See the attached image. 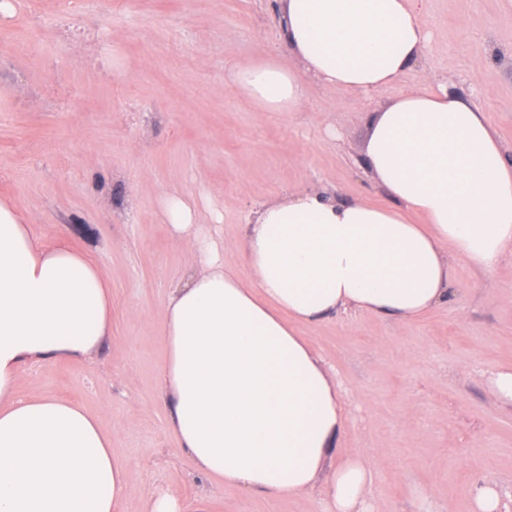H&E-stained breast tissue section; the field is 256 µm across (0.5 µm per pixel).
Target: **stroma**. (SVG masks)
<instances>
[{"label": "stroma", "mask_w": 512, "mask_h": 512, "mask_svg": "<svg viewBox=\"0 0 512 512\" xmlns=\"http://www.w3.org/2000/svg\"><path fill=\"white\" fill-rule=\"evenodd\" d=\"M12 0L0 13V199L47 242L62 238L112 285V334L82 360L26 369L18 392L82 404L129 468L126 512L174 493L183 512H319L315 495L212 487L167 429L161 308L189 247L160 208L176 189L224 214V260L241 226L299 187L386 199L362 154L374 109L447 82L485 111L512 158V0H425L433 38L393 85L364 97L306 76L298 112H259L225 69L277 55V0ZM447 304L413 322L368 312L301 326L349 392L337 455H369L378 512H471L495 483L512 507V410L487 380L512 365V260L489 274L451 262Z\"/></svg>", "instance_id": "1"}]
</instances>
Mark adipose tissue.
Wrapping results in <instances>:
<instances>
[{"instance_id": "ef3b65f1", "label": "adipose tissue", "mask_w": 512, "mask_h": 512, "mask_svg": "<svg viewBox=\"0 0 512 512\" xmlns=\"http://www.w3.org/2000/svg\"><path fill=\"white\" fill-rule=\"evenodd\" d=\"M422 2L279 0L301 67L269 55L225 78L260 112L302 110L307 71L371 94L429 43ZM364 158L388 203L297 188L261 204L244 227L243 276L224 264L220 213L178 191L161 199L173 238L191 246L162 309L161 388L170 431L211 486L374 512L370 458L334 455L349 395L299 326L348 311L413 321L447 301L451 258L489 274L512 255V159L454 89L388 102ZM111 329L112 286L97 266L66 240L43 242L0 200V512H126L128 469L99 418L17 389L24 369L86 358Z\"/></svg>"}]
</instances>
